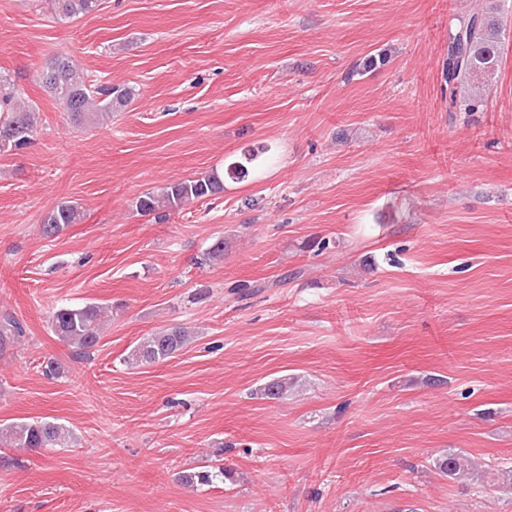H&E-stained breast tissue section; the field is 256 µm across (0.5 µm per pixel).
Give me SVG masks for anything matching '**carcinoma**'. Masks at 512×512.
Wrapping results in <instances>:
<instances>
[{
    "instance_id": "1",
    "label": "carcinoma",
    "mask_w": 512,
    "mask_h": 512,
    "mask_svg": "<svg viewBox=\"0 0 512 512\" xmlns=\"http://www.w3.org/2000/svg\"><path fill=\"white\" fill-rule=\"evenodd\" d=\"M56 18L68 22L80 15L98 10L100 0H51ZM501 18L487 11H474L448 28V57L442 73L448 83L450 104L453 108L473 112L481 102L484 88L492 79L502 43ZM42 83L58 102L67 117L76 123L112 118V112L129 102L132 91L110 85H96L88 80L66 56L54 58L46 67ZM467 89L466 95L457 97V89ZM0 151L26 148L37 127L36 109L23 102L11 79L0 74ZM224 190V182L211 174L188 179L163 187L159 192L137 200L136 206L145 213H166L183 205L217 194ZM80 218L78 208L61 204L43 218L42 234L57 235L64 226L75 224ZM104 308L95 304L56 309L51 317V329L62 341L86 355L99 343ZM24 334L20 322L10 315L0 317V345ZM186 328L174 326L141 339L124 362L130 366L153 364L177 356L189 343ZM293 385L288 377L268 381L262 388L268 399L277 400L288 393ZM72 432L50 421L12 423L0 429V445L9 448H67L72 443ZM435 466L448 476L470 473L469 461L450 451L435 461ZM226 473L221 466L209 470L181 472L179 479L187 486L211 485L224 482Z\"/></svg>"
}]
</instances>
